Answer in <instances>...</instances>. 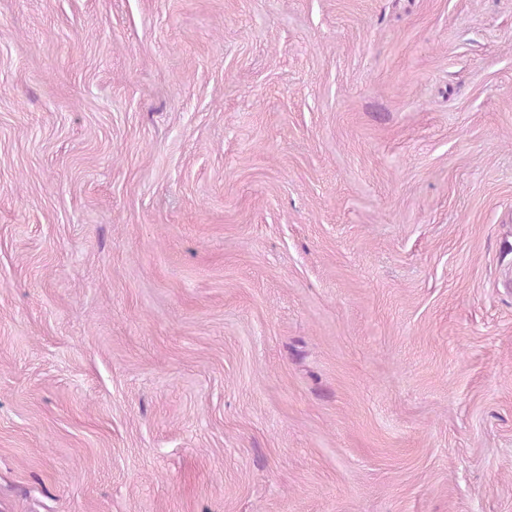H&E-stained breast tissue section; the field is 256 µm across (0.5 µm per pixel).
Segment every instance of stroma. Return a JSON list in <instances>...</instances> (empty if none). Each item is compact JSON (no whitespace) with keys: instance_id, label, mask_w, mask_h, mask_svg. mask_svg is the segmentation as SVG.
<instances>
[{"instance_id":"35a3bbf8","label":"stroma","mask_w":512,"mask_h":512,"mask_svg":"<svg viewBox=\"0 0 512 512\" xmlns=\"http://www.w3.org/2000/svg\"><path fill=\"white\" fill-rule=\"evenodd\" d=\"M0 512H512V0H0Z\"/></svg>"}]
</instances>
